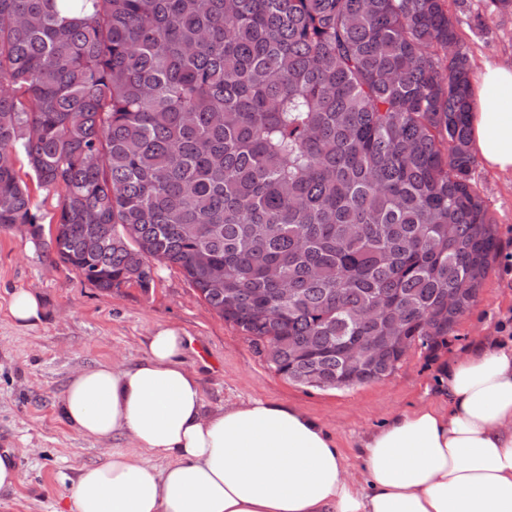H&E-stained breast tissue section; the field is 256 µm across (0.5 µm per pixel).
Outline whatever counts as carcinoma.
I'll return each instance as SVG.
<instances>
[{
  "label": "carcinoma",
  "mask_w": 512,
  "mask_h": 512,
  "mask_svg": "<svg viewBox=\"0 0 512 512\" xmlns=\"http://www.w3.org/2000/svg\"><path fill=\"white\" fill-rule=\"evenodd\" d=\"M445 2L0 0V227L103 291L179 268L288 380L390 375L342 345L437 351L498 252ZM405 336L397 325H391L389 336H363L358 343L344 353L350 364H357L366 359L378 360L387 344H406Z\"/></svg>",
  "instance_id": "carcinoma-1"
}]
</instances>
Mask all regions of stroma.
I'll return each instance as SVG.
<instances>
[{"mask_svg": "<svg viewBox=\"0 0 512 512\" xmlns=\"http://www.w3.org/2000/svg\"><path fill=\"white\" fill-rule=\"evenodd\" d=\"M460 48L475 67L512 63V9L489 12L483 0H448ZM472 179L495 224L499 249L471 309L431 354L413 348L388 377L353 388L319 389L275 373L232 324L199 299L176 267L157 266L150 288H94L13 228H0V450L19 449V481L0 493V512H71L82 468L102 464L112 449H130L123 435L97 442L67 421L70 377L100 364L132 365L148 336L174 325L191 339L183 360L200 381L205 412L264 400L296 406L316 418L341 449L349 471L362 474L360 444L398 412L442 405L439 387L450 361L477 338L512 327V174L476 163ZM40 297L44 317L22 328L9 313L12 294Z\"/></svg>", "mask_w": 512, "mask_h": 512, "instance_id": "1", "label": "stroma"}]
</instances>
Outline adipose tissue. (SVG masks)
Returning a JSON list of instances; mask_svg holds the SVG:
<instances>
[{"label":"adipose tissue","instance_id":"1","mask_svg":"<svg viewBox=\"0 0 512 512\" xmlns=\"http://www.w3.org/2000/svg\"><path fill=\"white\" fill-rule=\"evenodd\" d=\"M470 100L471 151L488 169L512 173V64L485 63ZM185 344L177 327L161 326L137 364L71 377L68 422L87 438L120 434L135 446L81 470L73 512H512L508 342L449 364L447 407L397 414L368 434L361 481L297 408L253 400L205 412Z\"/></svg>","mask_w":512,"mask_h":512}]
</instances>
